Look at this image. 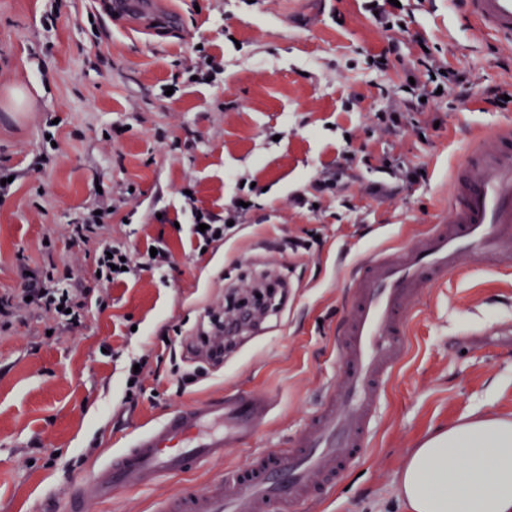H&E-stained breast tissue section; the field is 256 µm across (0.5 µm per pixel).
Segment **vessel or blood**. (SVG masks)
Here are the masks:
<instances>
[{"mask_svg": "<svg viewBox=\"0 0 512 512\" xmlns=\"http://www.w3.org/2000/svg\"><path fill=\"white\" fill-rule=\"evenodd\" d=\"M480 33L512 48V0H463ZM512 266V122L490 145L469 147L448 180V212L411 245L370 252L347 280L351 302L337 343L343 365L319 407L289 448L255 453L227 482L171 495L165 512H284L332 485L366 447L385 384L406 359L405 317L428 289L459 275L467 262ZM273 403L238 391L169 413L113 454L68 495L64 512H86L122 490L222 459L225 449L255 439Z\"/></svg>", "mask_w": 512, "mask_h": 512, "instance_id": "b4317fda", "label": "vessel or blood"}]
</instances>
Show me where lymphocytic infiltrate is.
<instances>
[{
	"mask_svg": "<svg viewBox=\"0 0 512 512\" xmlns=\"http://www.w3.org/2000/svg\"><path fill=\"white\" fill-rule=\"evenodd\" d=\"M418 52L412 56L407 71L425 70L427 79L409 86L402 107H389L376 113L378 124L393 131L402 124L408 112H421L428 101L437 97L438 88L455 85L468 91L470 82L453 68L445 67L433 53L425 52V39H417ZM111 201L100 199L88 206L70 226V237L84 245L92 254L89 283L75 286L76 275L72 269H59L55 262L29 267L21 264L25 273V288L22 293H0V331H8L15 324L24 322L32 311L41 312L50 322L55 335H63L82 326L87 307L96 303L106 306L108 288L112 284L135 278L142 272H161L173 263V256L164 244H157L155 254L133 257L122 244L104 241L103 236L112 221Z\"/></svg>",
	"mask_w": 512,
	"mask_h": 512,
	"instance_id": "1",
	"label": "lymphocytic infiltrate"
}]
</instances>
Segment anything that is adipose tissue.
<instances>
[{
    "label": "adipose tissue",
    "mask_w": 512,
    "mask_h": 512,
    "mask_svg": "<svg viewBox=\"0 0 512 512\" xmlns=\"http://www.w3.org/2000/svg\"><path fill=\"white\" fill-rule=\"evenodd\" d=\"M399 496L408 512H512V416L474 412L426 438L402 467Z\"/></svg>",
    "instance_id": "adipose-tissue-1"
}]
</instances>
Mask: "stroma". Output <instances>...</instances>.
Masks as SVG:
<instances>
[{
	"instance_id": "obj_1",
	"label": "stroma",
	"mask_w": 512,
	"mask_h": 512,
	"mask_svg": "<svg viewBox=\"0 0 512 512\" xmlns=\"http://www.w3.org/2000/svg\"><path fill=\"white\" fill-rule=\"evenodd\" d=\"M410 7L407 31L395 33L368 20L362 0H140L116 17L97 0H0V165L18 174L0 202V292L19 288L20 262L42 263L47 237L57 264L90 268L68 230L99 187L116 208L113 242L137 256L161 242L174 257L165 274L113 285L107 307L91 306L71 334L44 336L37 314L0 333V512H61L92 467L174 409L266 394L274 413L252 446L87 510L162 512L170 494L224 479L251 448L279 452L312 415L341 376L347 270L443 216L452 164L508 118L486 110L482 93L512 82V52L481 35L457 0ZM420 35L476 86L465 99L449 89L391 134L374 114L401 93L402 61ZM198 43L224 64L217 84L183 81ZM392 44L400 62L375 71L370 57ZM172 83L179 92L163 97ZM52 119L51 148L43 131ZM348 145L357 157L340 191L316 192ZM49 149L55 166L35 173ZM389 154L420 168L419 181L398 185L382 168ZM245 183L256 203L247 223L199 250L182 189L220 214ZM298 193L308 205L295 203ZM277 279L288 283L286 301L222 362L190 351L232 299ZM407 321L412 349L388 381L366 451L296 512H406L400 471L423 439L475 411L512 414V267L469 263ZM144 354L146 394L131 408L127 365ZM182 372L197 383L180 388Z\"/></svg>"
}]
</instances>
